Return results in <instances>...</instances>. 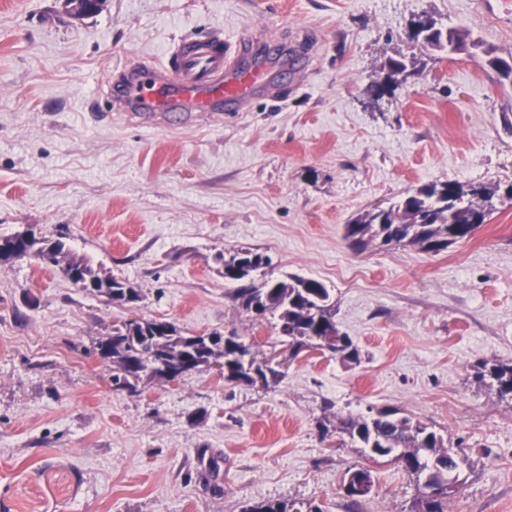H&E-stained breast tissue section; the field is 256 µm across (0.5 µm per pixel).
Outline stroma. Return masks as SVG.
I'll use <instances>...</instances> for the list:
<instances>
[{
  "label": "stroma",
  "mask_w": 512,
  "mask_h": 512,
  "mask_svg": "<svg viewBox=\"0 0 512 512\" xmlns=\"http://www.w3.org/2000/svg\"><path fill=\"white\" fill-rule=\"evenodd\" d=\"M422 15L512 55V0H104L83 17L0 0V235L66 236L140 294L130 307L26 258L0 266V512H409L399 461L321 434L381 407L464 448L446 512H512V401L473 379L512 361V201L438 253L345 237L431 183L512 185V86L467 53L421 57L405 90L372 96L388 59L413 56ZM210 30L287 57L284 102L152 127L115 110L121 70ZM233 248L324 283L360 361L305 350L267 387L210 369L113 390L97 343L133 314L278 344L224 279ZM366 465L373 489L351 502L342 477ZM305 507V510L303 508ZM243 512H324L323 508L313 503L262 500L247 506Z\"/></svg>",
  "instance_id": "35a3bbf8"
}]
</instances>
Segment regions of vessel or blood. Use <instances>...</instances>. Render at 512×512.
Returning a JSON list of instances; mask_svg holds the SVG:
<instances>
[{"mask_svg": "<svg viewBox=\"0 0 512 512\" xmlns=\"http://www.w3.org/2000/svg\"><path fill=\"white\" fill-rule=\"evenodd\" d=\"M252 46L246 35L233 41L219 32L181 38L164 63L125 72L114 97L121 110L146 125L170 112L220 111L269 82L276 64L253 56Z\"/></svg>", "mask_w": 512, "mask_h": 512, "instance_id": "1", "label": "vessel or blood"}]
</instances>
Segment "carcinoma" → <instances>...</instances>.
<instances>
[{
	"mask_svg": "<svg viewBox=\"0 0 512 512\" xmlns=\"http://www.w3.org/2000/svg\"><path fill=\"white\" fill-rule=\"evenodd\" d=\"M411 39L422 51L451 53L478 44L470 34L458 29H443L430 17L411 23ZM484 63L499 79L512 83V55L505 58L485 52ZM386 78L378 84L381 92L391 95L402 81L398 76L407 70L406 63L391 58L386 63ZM512 201V186L506 190L482 183L462 184L455 181L422 186L389 207H376L346 225V238L353 248L361 250L371 242L382 245L407 243L427 252L438 253L466 239L485 223L495 208L494 201ZM47 252L37 264L59 268L62 273L76 268L82 277L94 284L87 292L112 302L136 303L139 293L128 281L107 276L88 259L74 255L62 238L43 239ZM265 254L250 249H227L217 256L224 268V280L237 285L236 298L248 312L269 314L277 319L282 337L293 358L306 348H314L327 338L335 317V303L328 288L315 278L292 276L286 280L267 274L271 262H263ZM238 333H213L209 343H198L182 334L172 323L139 318L112 327V333L98 344V353L112 361V383L115 389L136 388L148 372H161V367L184 358L198 361L200 368L221 364L220 374L226 382H237L242 373L238 366L235 337ZM283 354L275 347L267 353L251 355L252 364L261 374L260 382L269 386L277 382L279 370L268 366V357ZM331 354L356 361L359 351L352 339L336 334ZM474 378L496 391L502 398L512 399V362L477 366ZM339 445L353 444L371 460L396 458L404 471L414 478L416 493L411 512H446L448 495L433 501L422 497L429 483H448L459 468V452L445 445L443 436L428 425L398 415L383 407L376 415L363 418L349 416L336 419L334 426ZM243 512H324L319 505L302 502L262 500L247 506Z\"/></svg>",
	"mask_w": 512,
	"mask_h": 512,
	"instance_id": "1",
	"label": "carcinoma"
}]
</instances>
